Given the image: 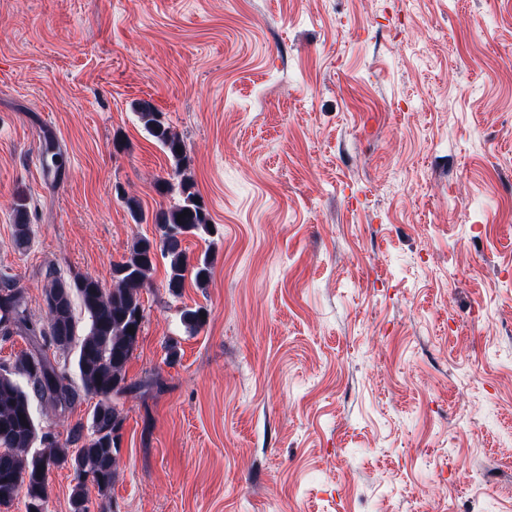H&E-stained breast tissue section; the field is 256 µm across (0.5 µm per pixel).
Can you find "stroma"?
Returning a JSON list of instances; mask_svg holds the SVG:
<instances>
[{"label": "stroma", "instance_id": "1", "mask_svg": "<svg viewBox=\"0 0 512 512\" xmlns=\"http://www.w3.org/2000/svg\"><path fill=\"white\" fill-rule=\"evenodd\" d=\"M138 100L219 234L184 243L206 286L141 293L90 512H448L476 473L512 512V0H0V279L35 318L48 268L108 288L158 236ZM95 405L34 412L63 442Z\"/></svg>", "mask_w": 512, "mask_h": 512}]
</instances>
